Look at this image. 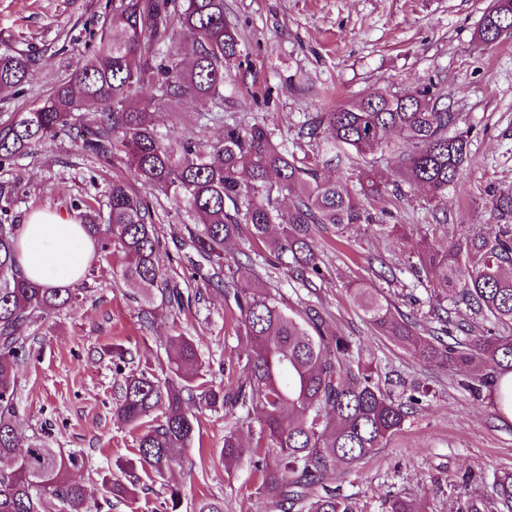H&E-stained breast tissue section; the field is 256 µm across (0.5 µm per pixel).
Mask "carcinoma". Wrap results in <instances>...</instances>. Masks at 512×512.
<instances>
[{
	"label": "carcinoma",
	"mask_w": 512,
	"mask_h": 512,
	"mask_svg": "<svg viewBox=\"0 0 512 512\" xmlns=\"http://www.w3.org/2000/svg\"><path fill=\"white\" fill-rule=\"evenodd\" d=\"M179 38H174V28ZM512 29V0H492L478 28L486 45ZM241 55L236 28L224 18V0H112V22L101 32L87 63L37 105L0 123V167L61 135L105 159L125 160L135 178L172 200L193 223L184 225L189 246L223 282L224 249L243 229L262 242L268 261L307 288L323 278L316 229L343 234L359 224H380L369 206L388 184L420 186L427 201L448 211L469 154L462 115L439 106L428 87L413 93L372 88L332 112H321L307 135L327 132L331 148L355 164V182L322 176L319 160L299 159L276 144L260 121L226 124L224 134L202 145L189 135L161 132L155 109L189 99L208 112L224 108L227 68ZM35 77L28 53L0 49V90L22 91ZM156 95L147 101L140 89ZM17 187L0 183V213L9 211ZM292 200L288 210L279 197ZM500 217L512 218V191L492 199ZM20 225L0 221V512H93L96 490L72 478L81 456L46 440L20 448L19 371L31 353L29 330L37 320L71 305L72 289L37 288L17 264ZM86 228L102 250L123 255L120 280L146 303L161 295L180 308L184 296L162 272L154 212L127 183H112L107 223L91 217ZM448 245L415 253L411 274L429 292L438 326L416 334L372 283L355 286L367 321L398 343H413L426 363L442 365L479 397L512 372V335L473 336L481 318L512 327V224H492L467 234L445 224ZM238 311V330L249 342L242 374L216 383L200 373L198 349L181 334L169 337V372L146 368L122 377L115 414L139 431L137 452L145 475L179 463L196 434L203 406L245 422L260 415L258 437L246 443L236 427L224 431V466L247 460L257 477L255 494L284 512H358L338 481L402 429L418 411L411 393L394 399L362 354L361 345L327 328L323 309L292 310L260 283L248 292L225 289ZM480 365L488 367L474 373ZM181 488H166L155 512H179ZM387 512H425L401 495ZM465 512H512V473L497 479L488 503L467 498Z\"/></svg>",
	"instance_id": "obj_1"
}]
</instances>
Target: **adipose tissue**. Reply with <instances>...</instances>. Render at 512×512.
Instances as JSON below:
<instances>
[{
	"mask_svg": "<svg viewBox=\"0 0 512 512\" xmlns=\"http://www.w3.org/2000/svg\"><path fill=\"white\" fill-rule=\"evenodd\" d=\"M95 241L84 224L59 212L31 214L19 231L18 264L42 288L75 283L94 256Z\"/></svg>",
	"mask_w": 512,
	"mask_h": 512,
	"instance_id": "obj_1",
	"label": "adipose tissue"
}]
</instances>
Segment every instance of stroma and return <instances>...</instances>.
I'll use <instances>...</instances> for the list:
<instances>
[{"instance_id":"obj_1","label":"stroma","mask_w":512,"mask_h":512,"mask_svg":"<svg viewBox=\"0 0 512 512\" xmlns=\"http://www.w3.org/2000/svg\"><path fill=\"white\" fill-rule=\"evenodd\" d=\"M106 0H0V42L27 50L35 79L20 94L0 91V122L39 101L61 79L83 67L88 48L112 17ZM490 0H224V14L242 39L239 66L224 86L221 120L203 118L191 101L174 102L156 114L162 132L192 134L199 143L219 137L225 125L266 123L274 141L297 157L316 156L325 177L345 178L349 163L310 139L311 118L355 100L377 86L410 92L433 86L463 113L470 129V154L448 194V221L478 232L498 221L491 191H512V37L486 46L477 30ZM119 160L86 155L74 138L62 136L33 147L0 168V181L17 186L8 212L13 224L26 223L36 210L105 222L112 182H132ZM155 213L159 263L169 281L193 300L183 310L144 303L120 278L121 258L96 252L74 287L71 306L30 329L32 357L19 375L18 412L24 442L48 439L51 446L84 457L77 480L97 488L100 512H153L159 494L181 486V512L197 501H222L224 512H281L254 497L255 475L248 463L225 468L223 415L196 412L200 439L178 465L153 475L136 495L117 497L101 489L120 479V466L135 467L137 433L113 416L120 376L112 350L137 351L154 369L166 366L170 336L191 337L211 371L232 370L246 352L233 321L235 306L208 278V264L183 235L186 216L164 196H149ZM380 205L384 223L403 225L399 235L376 234L359 226L339 241L330 227L318 233L324 280L308 293L283 270L267 264L261 242L245 236L228 254L243 255L235 288L263 280L283 304L322 307L331 330L361 344L364 355L385 377L384 387L400 395L403 385L420 383L419 411L383 447L346 474L345 494L360 512H385L395 493L425 504L428 512H462L463 498L452 482L465 472L477 475L471 495L490 497L495 474L512 471V418L490 395L464 390L447 369L423 362L410 347L377 333L354 298L352 286L373 280V257L401 268L399 285L388 295L398 308L427 324L424 288L407 293L406 267L422 238L437 247L448 239L421 189H388Z\"/></svg>"}]
</instances>
